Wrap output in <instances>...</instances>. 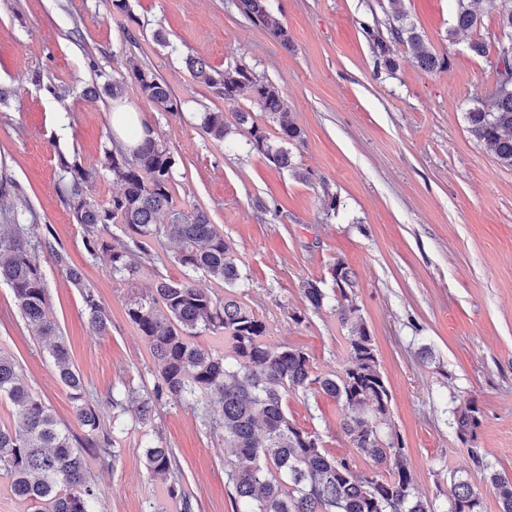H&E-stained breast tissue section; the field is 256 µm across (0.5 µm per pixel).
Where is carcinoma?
Returning <instances> with one entry per match:
<instances>
[{"mask_svg": "<svg viewBox=\"0 0 512 512\" xmlns=\"http://www.w3.org/2000/svg\"><path fill=\"white\" fill-rule=\"evenodd\" d=\"M484 2L497 19L498 32L512 34V0ZM390 3L397 21L390 28L391 39L369 33L378 58L393 67L391 44L402 43L424 69L447 65L448 59L428 49L406 22L400 0ZM478 3L456 0L457 28L472 29L481 22L475 9ZM238 8L281 43H288L287 29L261 0H239ZM187 67L197 82L215 88L228 102L250 95L276 123L281 143L272 148L266 130L249 113L241 112L240 123H251L252 146L277 165L292 166L288 146L302 142V131L274 87L260 82L243 65L221 73L190 57ZM496 74L491 98L471 108L467 122L474 138L502 166L512 168V72L503 76L499 62ZM130 81L160 110H178L167 84L137 65L119 78L86 87L85 93L102 92L116 101ZM202 125L216 140L227 134L222 112L205 113ZM174 166L173 155L152 136L131 148L113 143L103 150L101 169L120 184V192L102 202L89 193L96 173L75 159L61 163L62 191L82 230L84 246L94 257L107 256L112 279L127 287V319L146 338L159 367L151 394L137 408L138 420L150 419L156 405L167 400L198 404L206 396L218 402L222 415L210 428L223 432L224 448L234 456L226 480L234 512H432L416 494L404 443L398 437L384 439L379 429L389 412L390 393L372 336L352 297V271L342 262L333 268V310L347 329L348 363L335 374L318 376L302 349L269 341V325L242 299L241 273L231 246L208 214L176 207ZM14 220L8 233H0V281L12 289L34 335L47 343L84 435L78 437L61 427L22 381L17 362L0 353V399H7L13 418L0 423V475L7 477L15 497L31 503L33 512H94L88 457H115L118 437L113 430H101L98 407L84 400L83 379L71 365L59 327L50 316V292L38 253L47 252L69 282L82 290L98 330H107L109 316L84 283L82 272L69 265L65 251L49 238L31 233V225L23 223L24 214H14ZM112 224L119 225L122 237L110 234ZM167 241L178 244L175 259L184 269L183 278L156 279L149 292H137L145 269L140 256L151 255V244L162 246ZM198 273L212 278L224 289V296L197 287ZM303 294L314 310L329 302L327 293L312 280L304 283ZM205 331L224 335V354L195 341ZM310 392H321L340 405L341 431L356 452L370 460L372 473H356L354 457L332 454L319 434L297 427L288 418V396ZM479 424V408L473 402L454 410L449 422L464 441L474 436ZM174 465L172 449L146 447L148 472L163 476ZM490 482L500 512H512V477L495 471ZM447 512H482V498L468 482L453 480Z\"/></svg>", "mask_w": 512, "mask_h": 512, "instance_id": "cac0c4a2", "label": "carcinoma"}]
</instances>
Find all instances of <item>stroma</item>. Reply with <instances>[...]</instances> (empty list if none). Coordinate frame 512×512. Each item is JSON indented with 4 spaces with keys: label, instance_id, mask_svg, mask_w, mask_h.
<instances>
[{
    "label": "stroma",
    "instance_id": "obj_1",
    "mask_svg": "<svg viewBox=\"0 0 512 512\" xmlns=\"http://www.w3.org/2000/svg\"><path fill=\"white\" fill-rule=\"evenodd\" d=\"M287 28L282 46L236 7L237 0H0V232L25 211L37 234L67 253L106 310L96 331L78 288L49 255L41 268L51 313L86 396L103 427L119 422L115 459L89 461L97 512H180L169 481L150 477L144 451L173 449L180 483L194 512H232L225 472L233 458L205 418L219 417L171 400L147 424L136 418L157 366L129 323L126 288L113 280L106 256L87 254L82 231L59 192L60 156L97 170V199L119 186L100 169L117 105L83 90L97 78L152 70L176 96L178 112L154 107L136 84L122 105L152 126L176 165L174 203L204 208L232 246L246 302L270 326V339L308 353L316 374L341 370L347 331L331 308H307L304 282L332 291V269L356 275L354 293L373 338L391 401L383 433L403 441L415 486L444 512L451 480L468 481L484 512H499L492 471L512 475V170L501 167L470 134L465 114L488 99L496 55H474L476 40L493 43L494 15L454 32V0H402V10L447 67H419L406 46L393 47L394 67L379 62L370 32L388 36L389 0H262ZM133 29L135 41L125 37ZM216 71L248 66L277 88L303 140L282 168L253 149L236 115L250 112L268 134L277 126L244 96L224 101L194 80L185 60ZM220 112L229 135L202 127ZM305 312L302 323L291 314ZM0 352L75 435L83 430L69 391L57 379L41 341L25 324L11 288L0 282ZM122 399L115 414L110 400ZM475 401L480 425L462 441L449 420ZM289 418L317 432L336 455L353 449L340 430L342 411L320 394L289 395Z\"/></svg>",
    "mask_w": 512,
    "mask_h": 512
}]
</instances>
